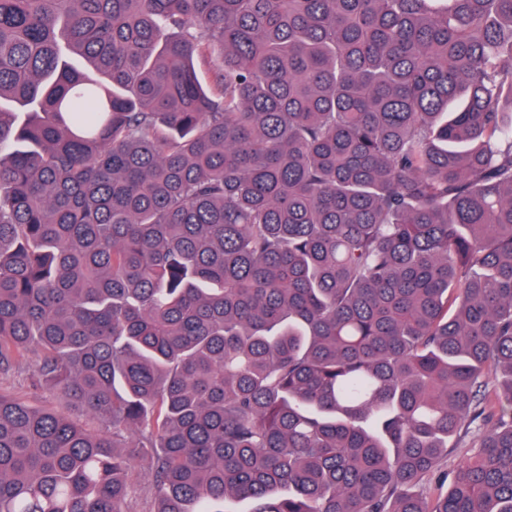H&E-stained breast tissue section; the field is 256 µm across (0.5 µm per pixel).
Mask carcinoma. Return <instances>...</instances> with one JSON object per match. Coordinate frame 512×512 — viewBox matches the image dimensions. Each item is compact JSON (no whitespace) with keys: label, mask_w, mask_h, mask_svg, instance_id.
I'll return each instance as SVG.
<instances>
[{"label":"carcinoma","mask_w":512,"mask_h":512,"mask_svg":"<svg viewBox=\"0 0 512 512\" xmlns=\"http://www.w3.org/2000/svg\"><path fill=\"white\" fill-rule=\"evenodd\" d=\"M32 357L0 512H512V0H0ZM32 360L20 368L7 373H0V391L29 401L37 406L58 410L68 414L83 423L88 430L97 432L99 426L95 419L86 413L74 411L69 408L65 400L56 392L50 390H33L31 386ZM477 437V431L472 429V432L468 434L457 446L448 453V460L444 464V470L448 471V481L445 483L438 482L437 479L428 482L426 485L425 492L431 498L438 496L440 493H445L448 489L449 482L451 480V474L457 469L469 456L472 455V441Z\"/></svg>","instance_id":"1"}]
</instances>
